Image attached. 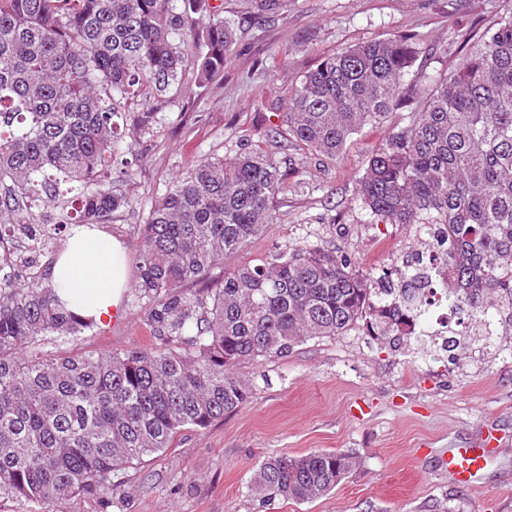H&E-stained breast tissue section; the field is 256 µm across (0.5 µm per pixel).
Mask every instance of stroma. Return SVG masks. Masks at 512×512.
<instances>
[{"label": "stroma", "mask_w": 512, "mask_h": 512, "mask_svg": "<svg viewBox=\"0 0 512 512\" xmlns=\"http://www.w3.org/2000/svg\"><path fill=\"white\" fill-rule=\"evenodd\" d=\"M512 12V0H283L275 20L239 33L224 65L221 87H201L187 69L180 94L145 104L131 100L123 120L130 208L114 214L104 232L126 244V272L137 262L133 225L152 200L196 156L241 151L245 140L279 125L301 76L330 54L373 39L419 34L435 56L426 74H411L417 93L430 77L459 64L470 32ZM155 115L139 134L131 124ZM409 121L405 110L387 124L365 126L336 161L304 157L289 141L276 156L292 160V192L279 221L244 250L226 255L212 273L264 257L278 247L328 243L357 268L401 266L423 252L421 224H375L357 200L367 157L390 127ZM143 311L122 307L119 319L84 334L80 346L106 353L162 346ZM249 383V402L203 430L182 431L172 448L127 469L112 502L81 498L57 512H512V336L483 350L433 360L408 342H376L354 329L313 339L288 356L236 368ZM498 429L502 453L484 486L449 479L437 460L445 451ZM314 450L349 452L357 467L323 498L260 505L249 483L271 456Z\"/></svg>", "instance_id": "35a3bbf8"}]
</instances>
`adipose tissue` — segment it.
Masks as SVG:
<instances>
[{
    "mask_svg": "<svg viewBox=\"0 0 512 512\" xmlns=\"http://www.w3.org/2000/svg\"><path fill=\"white\" fill-rule=\"evenodd\" d=\"M50 278L70 308L100 323L111 320L127 284L125 247L95 225H81L55 259Z\"/></svg>",
    "mask_w": 512,
    "mask_h": 512,
    "instance_id": "1",
    "label": "adipose tissue"
}]
</instances>
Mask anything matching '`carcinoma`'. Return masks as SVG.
<instances>
[{
  "label": "carcinoma",
  "instance_id": "cac0c4a2",
  "mask_svg": "<svg viewBox=\"0 0 512 512\" xmlns=\"http://www.w3.org/2000/svg\"><path fill=\"white\" fill-rule=\"evenodd\" d=\"M250 18L281 0H248ZM236 42L210 0H0V500L41 512L105 498L120 475L205 429L251 397L233 368L284 357L299 344L363 326L373 340L405 336L435 359L481 329L512 325V15L471 36L447 76L418 98L406 77L433 53L417 36L356 44L306 72L281 125L234 156L203 154L133 227L136 284L160 348H77L96 322L65 308L50 280L63 237L109 224L132 206L108 174L120 155L113 117L128 101L177 95L183 72L220 83ZM407 109L366 161L358 201L375 223L423 224L441 250L426 266L364 272L321 244L277 249L209 287L210 271L278 223L291 167L276 139L329 161L366 125ZM55 220L39 211L61 186ZM448 281L456 317L446 348L424 331L431 271ZM199 282L204 289L190 284ZM71 345L69 349L60 344ZM356 459L316 450L265 460L252 478L261 503L309 502Z\"/></svg>",
  "mask_w": 512,
  "mask_h": 512
}]
</instances>
